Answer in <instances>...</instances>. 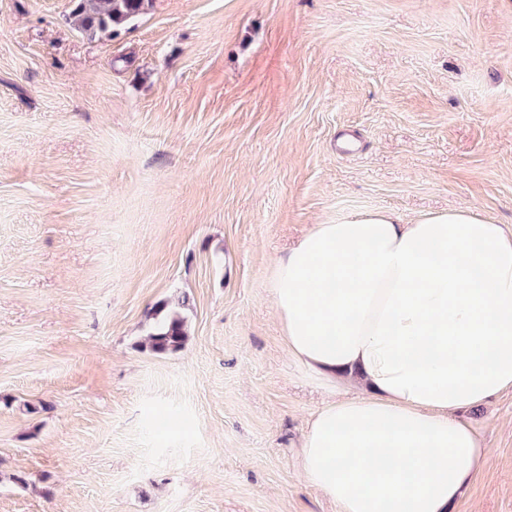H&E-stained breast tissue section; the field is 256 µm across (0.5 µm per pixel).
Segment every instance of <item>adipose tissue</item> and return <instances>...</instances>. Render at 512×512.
Returning a JSON list of instances; mask_svg holds the SVG:
<instances>
[{"instance_id": "ef3b65f1", "label": "adipose tissue", "mask_w": 512, "mask_h": 512, "mask_svg": "<svg viewBox=\"0 0 512 512\" xmlns=\"http://www.w3.org/2000/svg\"><path fill=\"white\" fill-rule=\"evenodd\" d=\"M270 293L289 358L334 394L300 477L336 512H450L488 454L460 412L512 389V232L470 210L315 224Z\"/></svg>"}]
</instances>
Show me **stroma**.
I'll return each instance as SVG.
<instances>
[{
  "label": "stroma",
  "mask_w": 512,
  "mask_h": 512,
  "mask_svg": "<svg viewBox=\"0 0 512 512\" xmlns=\"http://www.w3.org/2000/svg\"><path fill=\"white\" fill-rule=\"evenodd\" d=\"M74 6L0 0V512H336L273 262L366 210L512 227V0H153L116 35ZM184 297L185 346L145 348ZM466 418L455 512H512V389Z\"/></svg>",
  "instance_id": "obj_1"
}]
</instances>
